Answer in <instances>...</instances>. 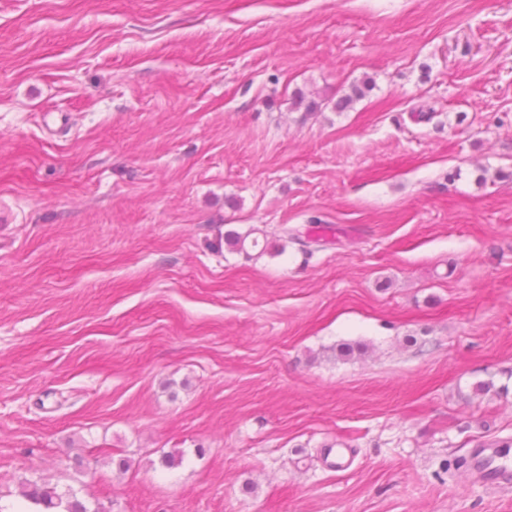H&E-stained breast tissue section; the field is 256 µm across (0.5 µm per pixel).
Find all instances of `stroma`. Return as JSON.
Instances as JSON below:
<instances>
[{
    "mask_svg": "<svg viewBox=\"0 0 512 512\" xmlns=\"http://www.w3.org/2000/svg\"><path fill=\"white\" fill-rule=\"evenodd\" d=\"M0 204V512H512V0H0ZM511 447V441H497ZM497 442H484L474 450L469 467L489 486L510 484L512 463L510 448H502ZM23 498L37 508L45 510L59 508L65 503V511L67 512H88L85 505L73 498L70 491L60 492L56 486L49 483L33 484L28 490L21 492Z\"/></svg>",
    "mask_w": 512,
    "mask_h": 512,
    "instance_id": "35a3bbf8",
    "label": "stroma"
}]
</instances>
